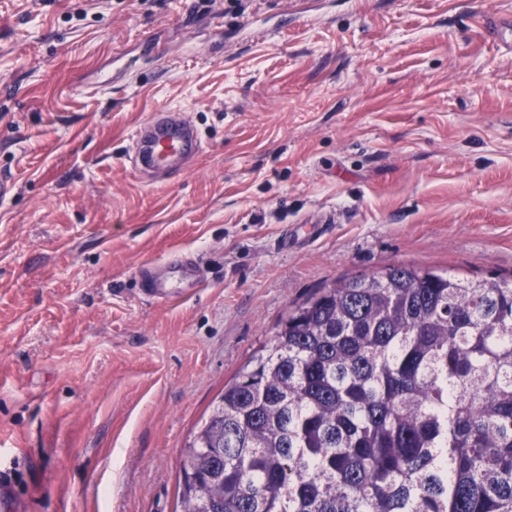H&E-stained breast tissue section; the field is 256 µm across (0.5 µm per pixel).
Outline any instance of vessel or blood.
I'll return each mask as SVG.
<instances>
[{
    "mask_svg": "<svg viewBox=\"0 0 512 512\" xmlns=\"http://www.w3.org/2000/svg\"><path fill=\"white\" fill-rule=\"evenodd\" d=\"M134 161L142 169L170 172L171 161L191 159L201 148L193 124L171 110L155 115L133 136ZM164 276L155 275L149 268H141L140 279L144 293L159 302H168L189 294L194 283L188 267L180 258H170Z\"/></svg>",
    "mask_w": 512,
    "mask_h": 512,
    "instance_id": "1",
    "label": "vessel or blood"
}]
</instances>
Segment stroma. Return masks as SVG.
Instances as JSON below:
<instances>
[{"mask_svg":"<svg viewBox=\"0 0 512 512\" xmlns=\"http://www.w3.org/2000/svg\"><path fill=\"white\" fill-rule=\"evenodd\" d=\"M164 108L203 149L155 176ZM1 174L0 498L177 512L292 305L391 263L512 276V0H0ZM172 255L205 281L150 300ZM172 112L155 113L133 135L134 161L142 169L169 173L172 160L185 162L201 149L194 125Z\"/></svg>","mask_w":512,"mask_h":512,"instance_id":"obj_1","label":"stroma"}]
</instances>
